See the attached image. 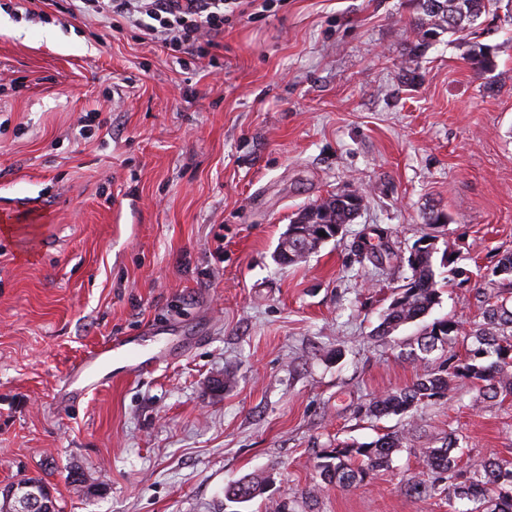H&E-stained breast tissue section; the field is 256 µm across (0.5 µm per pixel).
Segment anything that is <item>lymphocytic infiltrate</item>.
<instances>
[{
  "label": "lymphocytic infiltrate",
  "mask_w": 512,
  "mask_h": 512,
  "mask_svg": "<svg viewBox=\"0 0 512 512\" xmlns=\"http://www.w3.org/2000/svg\"><path fill=\"white\" fill-rule=\"evenodd\" d=\"M72 16L94 18L111 31L133 27L143 41L158 42L190 59L206 56L224 34L227 15H245L255 0H65Z\"/></svg>",
  "instance_id": "1"
}]
</instances>
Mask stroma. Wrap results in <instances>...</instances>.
Returning <instances> with one entry per match:
<instances>
[{
  "label": "stroma",
  "instance_id": "35a3bbf8",
  "mask_svg": "<svg viewBox=\"0 0 512 512\" xmlns=\"http://www.w3.org/2000/svg\"><path fill=\"white\" fill-rule=\"evenodd\" d=\"M412 12L269 0L225 22L218 80L209 58L186 68L134 32L0 0V487L42 478L60 512H448L406 492L421 449L457 432L465 461L512 460V398L476 405L460 386L418 407L414 450L362 484L315 470L404 423L360 408L415 377L418 325L372 335L415 243L454 255L465 280L432 315L466 328L512 252V0L478 40L410 62ZM476 42L491 70L468 64ZM354 188L342 237L276 261L300 209ZM432 204L447 224H426ZM363 240L389 248L384 265L358 262ZM117 336L174 356L66 401L72 365ZM248 474L264 494L227 502Z\"/></svg>",
  "mask_w": 512,
  "mask_h": 512
}]
</instances>
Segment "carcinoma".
<instances>
[{
	"label": "carcinoma",
	"instance_id": "obj_1",
	"mask_svg": "<svg viewBox=\"0 0 512 512\" xmlns=\"http://www.w3.org/2000/svg\"><path fill=\"white\" fill-rule=\"evenodd\" d=\"M415 13L410 25L421 35V41L436 40L444 35L465 38L477 34L476 22L489 13L493 0H412ZM358 208L334 195L309 204L297 218L306 224H348ZM298 253L295 242L285 237L278 244L276 257L282 264L302 262L317 249V245L302 238ZM434 244L414 246L408 260L410 276L400 291L391 296L375 336L388 337L400 327L415 323L429 315L440 303L442 284L459 276L462 271L453 266L454 260L443 252L435 261ZM507 288L481 301V320L466 331L451 317H443L421 331L410 348L408 358L418 370L412 383L400 390L375 397L364 407L368 417L407 415L420 404L448 395L451 382H460L476 389L473 399L512 397V253L499 257L492 269ZM458 345L464 356L450 352ZM414 442L406 431L386 433L371 442H343L326 449L316 462L323 480L342 488L359 485L368 472L385 468L393 456ZM463 435L451 432L436 448L422 449L425 470L409 484L408 491L419 497L440 490L448 497L451 512H473L462 509L465 502L480 504L482 512H512V461L477 460L461 471L457 449ZM264 493L263 482L244 477L225 490L233 503L244 504Z\"/></svg>",
	"mask_w": 512,
	"mask_h": 512
}]
</instances>
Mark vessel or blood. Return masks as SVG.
<instances>
[{
	"instance_id": "1",
	"label": "vessel or blood",
	"mask_w": 512,
	"mask_h": 512,
	"mask_svg": "<svg viewBox=\"0 0 512 512\" xmlns=\"http://www.w3.org/2000/svg\"><path fill=\"white\" fill-rule=\"evenodd\" d=\"M144 367V360L128 339L117 338L103 343L88 354L79 371L72 373L73 388L69 395L73 398L85 396L89 391L109 384L110 380L137 374Z\"/></svg>"
}]
</instances>
